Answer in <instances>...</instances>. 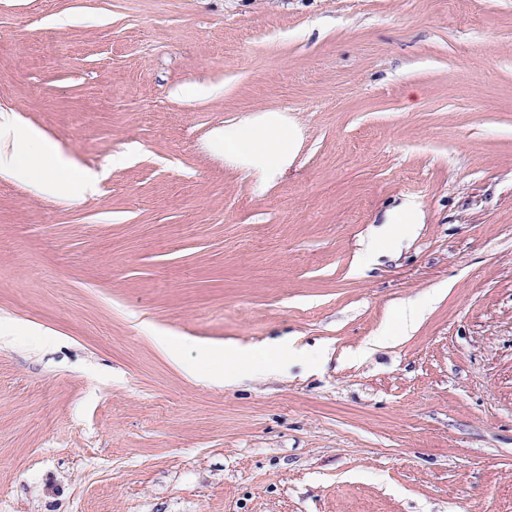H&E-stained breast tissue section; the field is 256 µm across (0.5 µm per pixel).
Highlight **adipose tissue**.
<instances>
[{
  "mask_svg": "<svg viewBox=\"0 0 512 512\" xmlns=\"http://www.w3.org/2000/svg\"><path fill=\"white\" fill-rule=\"evenodd\" d=\"M272 123V116L264 115L219 129L214 136L215 143L223 149L226 161L248 166L261 178L274 177L291 164L295 142L288 132H271ZM0 174L27 181L50 197L76 195L85 183L72 159L50 147L40 131L20 125L4 113L0 114ZM157 343L174 363L183 364L193 378L227 385L258 375L284 373L289 362L304 354L291 340L247 352L237 348L204 349L193 362L186 364L175 353L169 337H158Z\"/></svg>",
  "mask_w": 512,
  "mask_h": 512,
  "instance_id": "ef3b65f1",
  "label": "adipose tissue"
}]
</instances>
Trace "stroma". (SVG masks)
Masks as SVG:
<instances>
[{"label":"stroma","mask_w":512,"mask_h":512,"mask_svg":"<svg viewBox=\"0 0 512 512\" xmlns=\"http://www.w3.org/2000/svg\"><path fill=\"white\" fill-rule=\"evenodd\" d=\"M3 110L93 188L0 177V512H512V0H0ZM262 111L266 185L212 141ZM406 217V222L401 224L397 221L401 217ZM419 216L416 207L412 203H406L393 217L389 223H386L383 233L376 239L373 244L374 251H380L390 243L398 242L408 237L418 224ZM157 343L174 363L182 367L190 376L208 383L234 384L242 379L267 374H282L288 363L303 356L302 348L295 341L279 343L265 347V350H249L244 352L237 348H226L223 351L202 349L191 363H185L175 352L172 340L168 336H158ZM224 358V369L215 366L218 359Z\"/></svg>","instance_id":"stroma-1"}]
</instances>
